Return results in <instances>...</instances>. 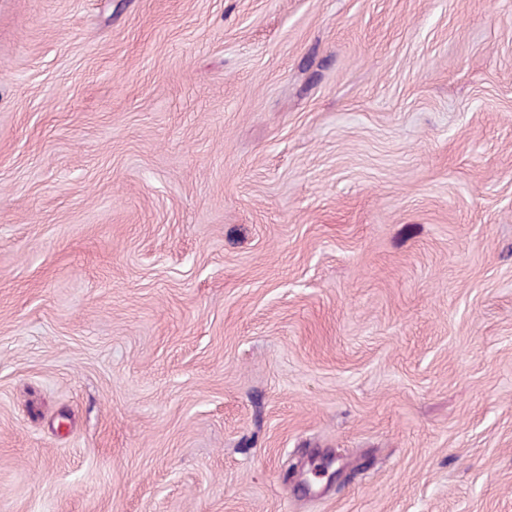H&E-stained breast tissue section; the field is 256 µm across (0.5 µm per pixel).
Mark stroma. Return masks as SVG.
<instances>
[{
    "instance_id": "obj_1",
    "label": "stroma",
    "mask_w": 512,
    "mask_h": 512,
    "mask_svg": "<svg viewBox=\"0 0 512 512\" xmlns=\"http://www.w3.org/2000/svg\"><path fill=\"white\" fill-rule=\"evenodd\" d=\"M0 512H512V0H0Z\"/></svg>"
}]
</instances>
